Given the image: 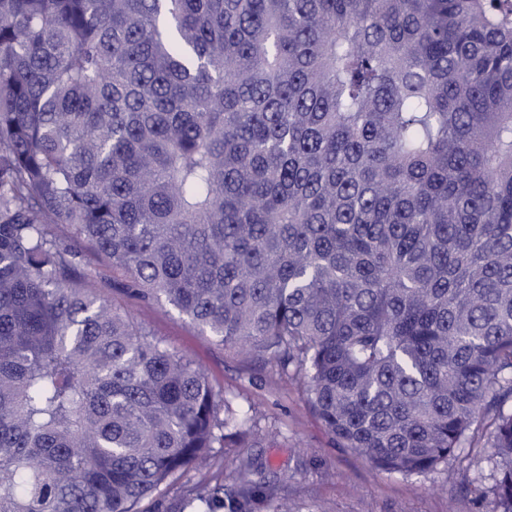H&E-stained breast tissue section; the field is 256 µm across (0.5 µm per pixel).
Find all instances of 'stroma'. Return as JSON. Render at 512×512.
I'll return each instance as SVG.
<instances>
[{
	"label": "stroma",
	"instance_id": "1",
	"mask_svg": "<svg viewBox=\"0 0 512 512\" xmlns=\"http://www.w3.org/2000/svg\"><path fill=\"white\" fill-rule=\"evenodd\" d=\"M94 274L89 286L124 309L150 338L200 367L224 391L239 429L240 448L211 450L210 469L171 480L161 494L143 501L141 512H196L206 485L224 487L223 512H491L489 490L496 469L483 449V469L470 465L472 448L459 449L436 469L402 475L375 469L356 451L341 447L311 410L295 380L275 363L249 360L200 332L166 304L143 302L112 285L111 265L86 252Z\"/></svg>",
	"mask_w": 512,
	"mask_h": 512
}]
</instances>
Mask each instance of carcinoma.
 <instances>
[{
    "mask_svg": "<svg viewBox=\"0 0 512 512\" xmlns=\"http://www.w3.org/2000/svg\"><path fill=\"white\" fill-rule=\"evenodd\" d=\"M81 247L380 471L485 438L512 512V0H0V512L246 443Z\"/></svg>",
    "mask_w": 512,
    "mask_h": 512,
    "instance_id": "carcinoma-1",
    "label": "carcinoma"
}]
</instances>
